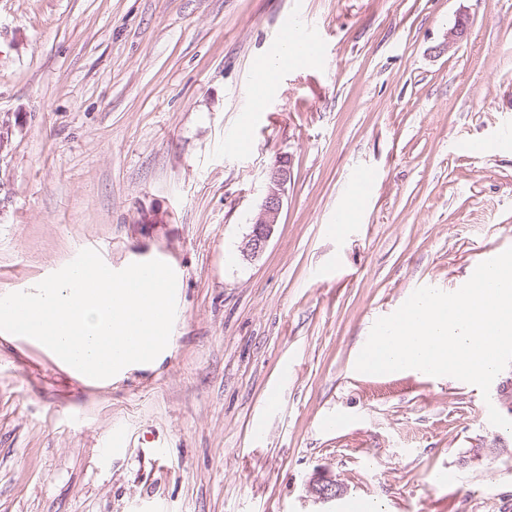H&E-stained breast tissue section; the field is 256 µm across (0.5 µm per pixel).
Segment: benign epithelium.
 I'll list each match as a JSON object with an SVG mask.
<instances>
[{"mask_svg":"<svg viewBox=\"0 0 512 512\" xmlns=\"http://www.w3.org/2000/svg\"><path fill=\"white\" fill-rule=\"evenodd\" d=\"M291 164L288 156L279 157L268 171V189L259 211L252 219L251 231L242 247L243 256L255 259L266 249L274 227L279 224L284 204L285 187L291 180ZM312 492L324 501L339 497L342 486L334 480H318Z\"/></svg>","mask_w":512,"mask_h":512,"instance_id":"benign-epithelium-1","label":"benign epithelium"}]
</instances>
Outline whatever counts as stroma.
Returning <instances> with one entry per match:
<instances>
[{
  "label": "stroma",
  "mask_w": 512,
  "mask_h": 512,
  "mask_svg": "<svg viewBox=\"0 0 512 512\" xmlns=\"http://www.w3.org/2000/svg\"><path fill=\"white\" fill-rule=\"evenodd\" d=\"M295 21L320 60L255 97ZM0 122V295L85 248L178 284L168 352L106 385L0 335V512H512V431L486 413H507L512 364L486 396L355 369L376 318L512 247V0H0ZM282 154L281 219L250 260ZM318 476L342 495L317 499ZM288 156H280L268 171L266 196L251 222V231L242 247L243 256L255 259L266 249L274 227L279 224L284 204L285 187L291 180Z\"/></svg>",
  "instance_id": "stroma-1"
}]
</instances>
